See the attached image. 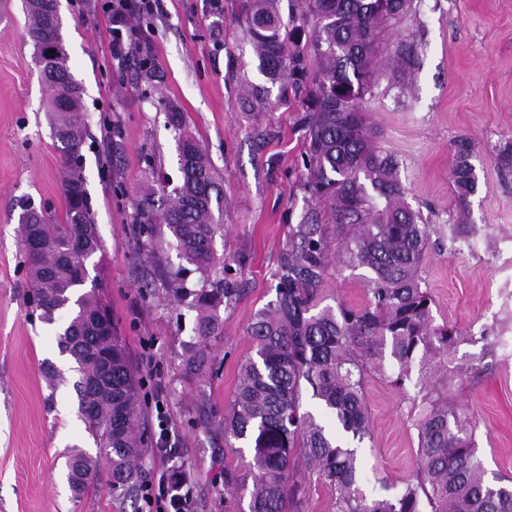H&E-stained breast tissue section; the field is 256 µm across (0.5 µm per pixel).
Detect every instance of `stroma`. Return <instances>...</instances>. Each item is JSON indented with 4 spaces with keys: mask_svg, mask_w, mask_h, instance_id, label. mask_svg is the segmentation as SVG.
Returning <instances> with one entry per match:
<instances>
[{
    "mask_svg": "<svg viewBox=\"0 0 512 512\" xmlns=\"http://www.w3.org/2000/svg\"><path fill=\"white\" fill-rule=\"evenodd\" d=\"M98 0H60L62 35L71 71L85 89L89 136L82 146L85 176L104 250L96 254L97 285L118 322L128 362L143 381L142 423L152 442L143 481L167 462L159 439L154 383L177 435L179 463L193 490V512H248V502L224 493V472L241 464L213 425L232 399L241 360L254 355L247 334L254 312L275 296L273 273L288 227L315 199L302 187L304 112L298 101L248 111L242 82L262 83L252 49L235 20L238 0H164L152 19L142 59L157 86L184 112L187 131L214 164L224 188V235L218 256L230 264L245 294L223 311L224 341L205 376L185 371L181 344L194 335L195 314L177 310L164 288L182 261L175 250H152L139 233V203L154 190L162 204L179 185L176 134L148 95L142 59L108 61L110 23ZM389 40L416 46L407 75L380 61L377 85L363 110L377 142L398 162L407 202L430 213L432 234L421 277L436 323L454 326L457 347L444 367L448 399L472 418L478 454L488 471L512 477V0H409L387 29ZM47 91L32 60L21 0H0V512H146L143 499L116 500L105 484L73 497L62 486L72 447L95 453L78 412L69 355L57 334L69 312L42 322L28 303L18 216L27 204L62 214L60 152L51 137ZM272 130L257 144L256 124ZM471 144L477 188L459 206L452 182L460 140ZM152 280L145 295L140 285ZM326 304H363L361 270L336 265ZM478 367L469 384L458 371ZM370 374L365 399L371 436L358 446L362 492L392 495L412 476L418 458L415 422L425 382L413 365L405 389Z\"/></svg>",
    "mask_w": 512,
    "mask_h": 512,
    "instance_id": "obj_1",
    "label": "stroma"
}]
</instances>
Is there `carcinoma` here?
Listing matches in <instances>:
<instances>
[{
    "mask_svg": "<svg viewBox=\"0 0 512 512\" xmlns=\"http://www.w3.org/2000/svg\"><path fill=\"white\" fill-rule=\"evenodd\" d=\"M408 0H306V9L283 23L279 0H241L257 70L279 84V101L302 100L306 146L303 186L324 204L288 230L275 273V298L254 312L248 334L255 355L239 364L238 383L218 426L224 442L241 440L249 456L238 471H224V492L249 497V512H289L299 491L296 477L317 475L335 494L333 512H512V478H486L467 413L448 404V383L426 385L417 421L415 474L390 497L369 498L359 488L356 450L338 442L329 426L302 411L303 387L312 390L331 424L352 439L370 436L364 396L366 376L385 360L398 367L392 383L402 388L414 360H445L457 330L434 324L433 299L420 269L432 233L430 221L405 199L395 159L379 150L362 103L374 87L377 57L387 47L384 31ZM33 55L49 91V124L60 144L64 216L31 205L22 208L21 245L31 283L29 303L50 322L58 310L71 318L58 343L79 373V413L96 443V455H67V479L76 496L107 476L112 497L136 496L148 447L138 423L143 414L116 325L96 294L83 290L87 263L103 250L84 163L76 153L87 137L83 88L74 78L61 35L59 0H23ZM404 68L415 65L413 44L392 45ZM269 90L250 85L251 108L267 105ZM168 123L181 132L182 181L161 211L142 203L141 233L161 246L170 237L187 266L168 277L174 302L196 312L195 336L182 343L185 369L194 373L224 339L221 308L242 297L225 274L215 239L224 235V189L205 152L184 132L186 116L170 109ZM459 146L452 179L459 205L477 180ZM341 262L364 269L367 296L358 307L324 304V283ZM201 286H186L188 272Z\"/></svg>",
    "mask_w": 512,
    "mask_h": 512,
    "instance_id": "carcinoma-1",
    "label": "carcinoma"
}]
</instances>
